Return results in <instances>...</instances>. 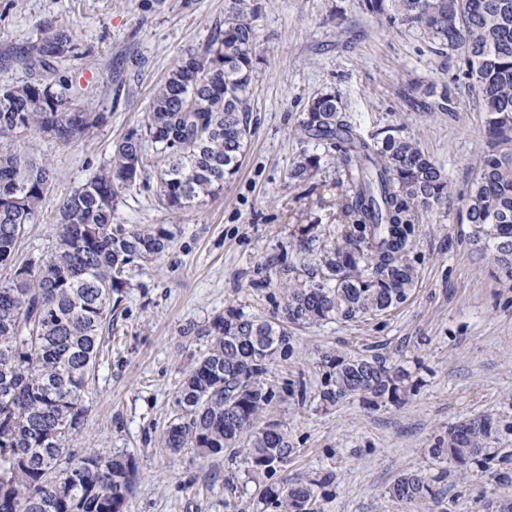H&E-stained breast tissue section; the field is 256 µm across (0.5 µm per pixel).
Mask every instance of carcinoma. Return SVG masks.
<instances>
[{"mask_svg":"<svg viewBox=\"0 0 512 512\" xmlns=\"http://www.w3.org/2000/svg\"><path fill=\"white\" fill-rule=\"evenodd\" d=\"M382 24L420 32L433 52L464 64L450 84H431L407 99L416 112L457 111L466 89L484 116L487 150L460 222L471 225L475 244L493 252L498 279L512 280V0H356ZM258 0H233L224 24L199 49L177 57L156 88L144 124L115 146L109 163L63 200L60 224L41 266L17 276L15 260L26 226L38 220L54 179L47 160H37L34 135L62 145L81 138L99 116L80 105L76 76L60 69L74 55L68 30L41 31L17 61L25 80L0 87V512H123L138 466L129 454L94 448L72 455L68 441L87 416L85 395L101 335L112 325L114 305L126 294L125 272L136 261L165 253L173 233L162 225L116 222L123 189L144 178V160H157L159 205L180 214L203 206L238 174L251 137L250 86L263 63L254 21ZM323 154L302 152L288 179L310 183L309 192L332 186L295 213L291 245L310 249L320 230L326 241L314 261L277 282L278 314L267 319L224 308L209 325L184 335L211 337L182 383L175 417L163 432L173 451L190 447L210 457L247 450V474L267 477L294 452L288 429L257 420L276 393L266 383L271 367L296 354L288 325L357 321L406 302L418 272L410 258L422 215L448 198V175L419 141L389 127L366 134L348 104L332 91L315 95L298 128ZM338 178L314 180L327 166ZM317 211V223L305 219ZM319 391L332 409L357 397L370 405H401L414 383L405 368L377 356L337 355ZM492 419L470 418L448 427L429 454L454 463L458 476L469 465L494 460ZM495 482L508 495L489 499L481 512H512L508 457ZM440 477L422 470L400 474L390 498L407 504L437 502ZM321 481L258 485L260 503L276 512H317Z\"/></svg>","mask_w":512,"mask_h":512,"instance_id":"1","label":"carcinoma"}]
</instances>
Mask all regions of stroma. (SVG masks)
Here are the masks:
<instances>
[{"instance_id": "obj_1", "label": "stroma", "mask_w": 512, "mask_h": 512, "mask_svg": "<svg viewBox=\"0 0 512 512\" xmlns=\"http://www.w3.org/2000/svg\"><path fill=\"white\" fill-rule=\"evenodd\" d=\"M255 24L266 59L252 83L251 141L237 178L201 209L175 215L160 209L154 180L125 190L121 224H161L174 239L157 260L130 266L129 288L104 332L88 415L71 440L74 453L135 457L139 477L124 512H260L245 452L202 458L173 453L161 436L193 358L208 343L183 330L206 325L236 305L270 315L274 304L257 282L269 262L296 260L288 246L289 212L307 200L288 170L304 148L296 135L307 101L335 90L365 132L396 126L417 136L448 174L451 192L421 224L411 253L419 270L412 296L384 315L296 331L297 357L273 366L277 399L267 418L287 427L295 448L282 476L326 478L318 512H478L496 483L480 466L466 478L427 450L450 425L487 416L495 421L497 456L512 453V284L496 280L491 252L474 246L458 213L485 151L483 114L468 91L455 113L415 112L414 86L452 81L460 63L435 55L427 41L378 24L354 0H260ZM230 0H0V87L25 79L6 49L38 30L72 31L85 111L102 122L63 146L39 137L37 153L55 179L22 256L49 253L59 206L139 127L155 86L173 60L206 43ZM381 355L408 369L416 383L401 406L371 407L351 398L324 410L317 393L326 356ZM422 470L439 479L438 504L419 508L391 499L398 475Z\"/></svg>"}]
</instances>
